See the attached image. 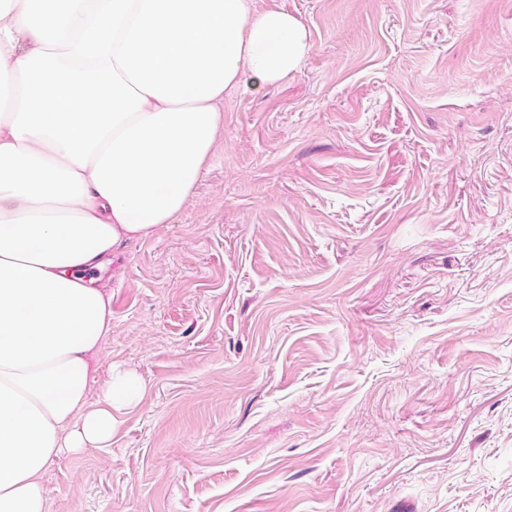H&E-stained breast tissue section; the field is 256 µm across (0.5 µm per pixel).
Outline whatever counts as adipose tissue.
Here are the masks:
<instances>
[{
    "label": "adipose tissue",
    "instance_id": "adipose-tissue-1",
    "mask_svg": "<svg viewBox=\"0 0 512 512\" xmlns=\"http://www.w3.org/2000/svg\"><path fill=\"white\" fill-rule=\"evenodd\" d=\"M311 45L252 0H0V512H49L63 453L105 447L145 387L95 357L111 298L84 279L172 223L246 75L275 83Z\"/></svg>",
    "mask_w": 512,
    "mask_h": 512
}]
</instances>
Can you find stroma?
Returning <instances> with one entry per match:
<instances>
[{
    "label": "stroma",
    "instance_id": "35a3bbf8",
    "mask_svg": "<svg viewBox=\"0 0 512 512\" xmlns=\"http://www.w3.org/2000/svg\"><path fill=\"white\" fill-rule=\"evenodd\" d=\"M253 8L312 51L94 271L146 389L49 512H512V0Z\"/></svg>",
    "mask_w": 512,
    "mask_h": 512
}]
</instances>
